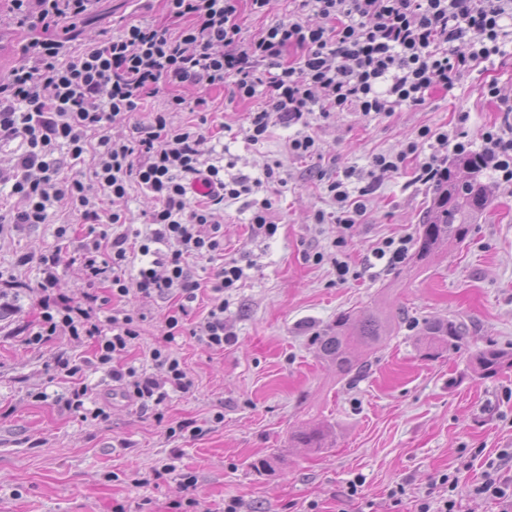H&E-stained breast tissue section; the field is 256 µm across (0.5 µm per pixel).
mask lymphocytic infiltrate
Masks as SVG:
<instances>
[{"mask_svg": "<svg viewBox=\"0 0 512 512\" xmlns=\"http://www.w3.org/2000/svg\"><path fill=\"white\" fill-rule=\"evenodd\" d=\"M263 13L270 0H162L166 21L122 27L77 47L75 23L95 15L99 0H8L9 19L26 32L22 60L0 77V187L9 186L19 204L0 212V227L49 223L57 204L70 205L87 232L75 254L86 289L75 299L57 293L61 250L39 257L35 289L39 322L27 342L41 346L68 328L73 337L95 341L94 363L108 368L125 397L144 410L158 409L170 392L192 387L180 357L153 349L165 381L122 364L138 337L134 317L118 308L131 294L176 299L165 321L167 340L182 334L201 287L191 262H219L211 289L216 298L194 334L220 350L224 292L244 270L223 261L224 235L216 221L229 199L252 193L263 180L279 177L278 166L263 178H225L224 156L212 148L209 93L226 89L241 102L263 99L249 111L247 141L261 146L275 124L297 127L289 153L314 157L316 139L307 134L313 112L357 111L391 116L402 107L424 105L437 90L454 88L467 62H485L512 44V0H291L288 20L268 26L250 40L241 37V2ZM479 34L470 43L471 34ZM470 43L468 58L456 45ZM201 91L187 101L180 90ZM163 97L148 121L132 122L146 102ZM190 111L196 121L173 123L172 113ZM128 125L123 138L114 125ZM481 139L501 179L512 182V127H489ZM470 154L468 142H449L448 133L428 127L395 153L374 155V171L399 172L420 152L422 181L445 173L440 153ZM347 168L327 184L333 212L316 211L322 224L352 229L366 214L363 196L350 190ZM150 197L147 231L139 247L121 227L128 216L120 204L131 189ZM114 204L105 210L103 200ZM118 234H108L111 226Z\"/></svg>", "mask_w": 512, "mask_h": 512, "instance_id": "lymphocytic-infiltrate-1", "label": "lymphocytic infiltrate"}]
</instances>
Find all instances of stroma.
<instances>
[{
  "instance_id": "obj_1",
  "label": "stroma",
  "mask_w": 512,
  "mask_h": 512,
  "mask_svg": "<svg viewBox=\"0 0 512 512\" xmlns=\"http://www.w3.org/2000/svg\"><path fill=\"white\" fill-rule=\"evenodd\" d=\"M132 4L100 0L84 38L162 16L161 5L144 12ZM492 84L512 98V52L467 64L450 93H433L424 105L389 117L311 115L321 155L306 160L289 155L296 131L279 124L263 147L248 144L242 130L250 104L215 94L211 119L223 130L225 176L261 178L268 164H281L282 183L264 182L257 192L271 200L278 230L252 234L246 196L225 201L218 215L224 256L245 272L224 294V324L234 337L224 349L187 333L167 343L162 322L171 301L135 294L126 302L139 335L124 362L162 377L149 353L169 345L194 382L189 392L170 394L157 414L139 410L106 369L91 365L90 340L62 334L42 346L25 342V329L38 319L28 292L40 279L38 256L79 245V236L63 243L56 235L59 225L76 224L73 210L63 205L51 223L1 234L0 270L23 286L0 309V512H114L119 504L127 512H175L179 503L187 512H224L229 498L239 499L244 512H306L312 503L317 512H393L387 493L399 483L407 490L403 510L412 512L415 500L442 494L444 473L459 479L463 512H499L497 501L470 489L488 460L512 448V369L482 379L469 356L490 344L512 347V183L485 170L487 210L463 243L420 266L409 255L388 267L372 252L385 238L415 237L433 197L432 184L417 179L421 158L380 177L363 223L350 233L313 221L315 211L334 209L326 185L337 171L354 169V187L365 186L373 156L399 150L422 127L445 128L482 152V131L507 122L488 94ZM318 252L323 261H314ZM24 254L30 263L17 266ZM338 258L353 272L343 284ZM352 309H404L408 317L381 348L358 351L360 374L340 378L320 360L314 338ZM448 318L468 325L462 347L424 358L417 346L422 323ZM61 350L80 367L74 377L54 366ZM81 385L88 388L86 408H105L106 419L86 421L65 408ZM181 420L195 421V435L170 436ZM318 422L335 428V447L316 454L291 443L294 430ZM472 448L480 456L470 457ZM268 457L272 469L256 472L254 462ZM171 462L175 471L162 474ZM186 473L194 487H184ZM358 476L361 494L347 499L348 483Z\"/></svg>"
}]
</instances>
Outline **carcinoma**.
Returning a JSON list of instances; mask_svg holds the SVG:
<instances>
[{"mask_svg": "<svg viewBox=\"0 0 512 512\" xmlns=\"http://www.w3.org/2000/svg\"><path fill=\"white\" fill-rule=\"evenodd\" d=\"M485 160L481 154L459 156L448 167V180L436 184L434 198L421 217L416 237L414 260L426 263L447 243L464 242L471 225L489 205L481 172ZM403 317L377 313L346 312L336 318V326L315 337L320 357L336 368L341 377L361 372L362 366L353 355L356 348L375 350L382 345L388 330L401 323ZM467 328L455 319L428 320L420 329L419 349L426 359H435L448 347L462 342ZM471 368L481 378L498 375L512 368V351L494 344L477 351ZM291 440L303 448L320 451L333 447L336 433L325 424L296 430Z\"/></svg>", "mask_w": 512, "mask_h": 512, "instance_id": "1", "label": "carcinoma"}]
</instances>
